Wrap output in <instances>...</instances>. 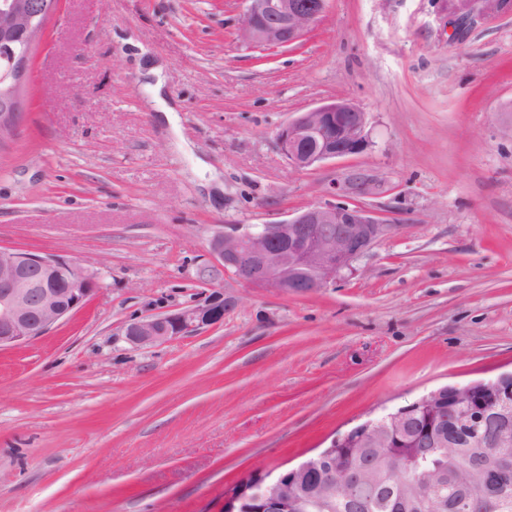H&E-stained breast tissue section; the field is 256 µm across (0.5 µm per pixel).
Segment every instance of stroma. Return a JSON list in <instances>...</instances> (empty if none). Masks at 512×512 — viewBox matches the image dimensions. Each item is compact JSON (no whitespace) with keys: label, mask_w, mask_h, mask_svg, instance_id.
<instances>
[{"label":"stroma","mask_w":512,"mask_h":512,"mask_svg":"<svg viewBox=\"0 0 512 512\" xmlns=\"http://www.w3.org/2000/svg\"><path fill=\"white\" fill-rule=\"evenodd\" d=\"M241 0H60L0 145V247L78 261L98 291L0 351V512H224L366 420L512 372V15L462 35L446 0H330L277 51ZM368 114L370 147L309 170L281 125ZM397 225L307 295L200 271L220 226L330 199L349 170ZM223 293L224 322L137 347L135 319Z\"/></svg>","instance_id":"obj_1"}]
</instances>
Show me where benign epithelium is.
Wrapping results in <instances>:
<instances>
[{
    "label": "benign epithelium",
    "instance_id": "1",
    "mask_svg": "<svg viewBox=\"0 0 512 512\" xmlns=\"http://www.w3.org/2000/svg\"><path fill=\"white\" fill-rule=\"evenodd\" d=\"M330 0H242L239 39L250 46L277 49L299 43L324 16ZM53 0H0V41L9 44L17 34L23 41L8 48L7 66H0V139L20 124L19 87L33 45L40 39ZM512 13V0H450L448 24L458 28L472 13ZM367 113L351 102L321 103L283 125L277 133L280 151L297 169L359 155L371 145ZM382 180L362 169L333 183L335 200L310 205L286 220L272 224L233 225L209 242L214 268L254 288H278L289 294H308L326 288L353 270V264L398 225L379 220L355 202L378 194ZM97 282L77 261L50 254L0 249V350L45 336L83 307ZM224 295L216 293L201 304L181 311L149 316L129 323L126 339L146 346L189 336L205 326L224 323ZM494 412L498 448L512 447V373L495 380L452 385L434 390L387 414L338 435L329 447L276 480L263 474L242 480L239 493L224 499L234 512L240 495L248 494L257 512H289L293 492L305 475L336 455V449L382 437L399 439L411 418L425 414L430 422L461 426L476 414ZM381 457L357 454L352 463L331 470L337 496L353 497L364 477L375 472Z\"/></svg>",
    "mask_w": 512,
    "mask_h": 512
}]
</instances>
